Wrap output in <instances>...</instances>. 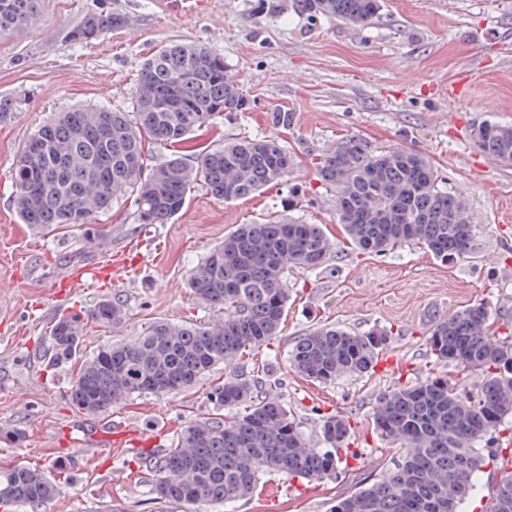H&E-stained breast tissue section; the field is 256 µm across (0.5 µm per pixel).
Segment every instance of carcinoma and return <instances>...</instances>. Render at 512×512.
Listing matches in <instances>:
<instances>
[{
    "instance_id": "obj_1",
    "label": "carcinoma",
    "mask_w": 512,
    "mask_h": 512,
    "mask_svg": "<svg viewBox=\"0 0 512 512\" xmlns=\"http://www.w3.org/2000/svg\"><path fill=\"white\" fill-rule=\"evenodd\" d=\"M301 14L367 25L381 0H297ZM37 0H0V38L37 22ZM115 12L92 13L72 32L87 41L123 26ZM249 108V98L224 74V57L201 43L165 46L140 65L131 111L75 107L31 136L18 157L14 206L24 224L47 230L87 224L112 201L134 197L141 224H167L201 184L235 201L283 181L294 159L276 139H232L190 165L178 155L149 170L143 138L161 145L187 139L224 115ZM482 152L512 163V125L484 121L473 130ZM324 184L336 192V216L350 242L375 254L422 244L442 263L471 256L478 225L463 201L420 152L379 148L349 137L320 154ZM334 249L320 225L284 214L243 224L224 237L187 277V288L214 316L203 323L158 322L141 336L107 342L83 357L69 401L99 415L133 396L183 391L217 365H236L279 332L288 307V270H315ZM124 306L103 298L83 316L60 318L50 333L51 359L76 358L88 318L117 327ZM490 309L469 305L437 322L429 338L437 359L472 372L468 388L431 374L382 393L373 422L379 435L404 449L379 477L343 497L332 512H460L486 464L481 448L496 442L512 416V333L494 329ZM383 328L362 335L334 325L299 337L291 368L321 384L361 376L389 343ZM210 400L219 411L184 427L153 463L156 499L190 512L250 499L266 473L322 481L336 474L350 435L348 422L324 415L312 440L285 403L257 378L227 377ZM61 492L44 469L24 461L0 468V506L36 509ZM483 512H512V479L495 485Z\"/></svg>"
}]
</instances>
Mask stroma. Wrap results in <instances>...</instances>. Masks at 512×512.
<instances>
[{
    "label": "stroma",
    "instance_id": "obj_1",
    "mask_svg": "<svg viewBox=\"0 0 512 512\" xmlns=\"http://www.w3.org/2000/svg\"><path fill=\"white\" fill-rule=\"evenodd\" d=\"M100 11L129 22L91 42L74 41L71 31ZM40 13L36 27L0 39V103L7 108L0 120V463L25 459L60 478V495L37 512H186L156 500L149 460L171 447L190 421L214 414L212 387L232 375H259L306 433L328 413L348 420L352 453L323 481L268 475L252 498L203 512H331L340 496L376 477L397 451L374 429L379 394L445 371L429 346L435 322L474 303L512 322V164L489 161L472 140L483 121L512 125V0H384L381 17L366 26L300 14L295 0H40ZM182 42L223 55L225 73L247 94L250 108L171 147L145 141L148 166L174 153L195 159L230 138L275 137L296 156L287 182L230 202L194 188L166 224L141 225L129 198L114 201L89 224L49 231L23 224L13 204V172L27 139L56 113L79 105L128 109L141 62ZM462 73L470 82L467 96L448 94ZM275 112L292 113V125L274 126ZM353 136L425 154L479 224L478 258L442 263L420 244L387 255L355 249L336 221V194L315 168L318 154ZM292 193L298 198L292 217L322 225L336 242L333 253L319 269L289 273L288 312L272 345L237 366H216L186 391L135 396L110 411V418L138 425L148 445L138 455L112 454L109 466L129 479L105 486L77 452L91 418L68 401L78 362L55 365L47 357L52 325L87 312L104 296H119L124 323L114 329L88 323V353L159 321L211 319L186 285L189 271L238 225L281 213ZM132 244L141 263L124 269L121 283L30 312L51 281ZM325 324L359 334L387 330L385 354L406 365V373L375 369L326 385L296 375L289 351L299 336ZM16 428L26 434L19 446L3 438ZM60 446L75 451L69 467L54 454Z\"/></svg>",
    "mask_w": 512,
    "mask_h": 512
}]
</instances>
